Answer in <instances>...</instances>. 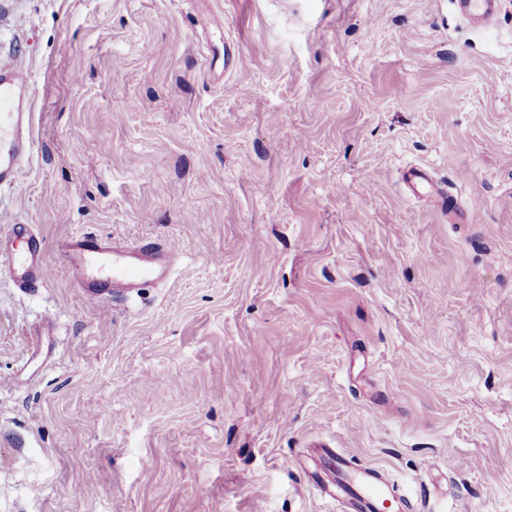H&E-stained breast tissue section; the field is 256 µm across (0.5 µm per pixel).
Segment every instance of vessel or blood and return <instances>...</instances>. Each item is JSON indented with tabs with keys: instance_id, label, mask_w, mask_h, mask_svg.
I'll use <instances>...</instances> for the list:
<instances>
[{
	"instance_id": "obj_1",
	"label": "vessel or blood",
	"mask_w": 512,
	"mask_h": 512,
	"mask_svg": "<svg viewBox=\"0 0 512 512\" xmlns=\"http://www.w3.org/2000/svg\"><path fill=\"white\" fill-rule=\"evenodd\" d=\"M494 6V0H458L461 14L477 25L489 21ZM31 85L32 78L21 63L0 69V185L18 183L34 152ZM11 231L31 239L32 244L19 253L0 245V258L19 287L43 286L49 267L32 225L16 224ZM57 254L77 273L84 293L105 300L113 294L128 295L147 284L167 280L177 248L170 242L155 241L130 247L82 234L61 244ZM327 455L330 466L313 474V490L330 496L345 512H404L405 500L381 469L366 467L353 472L343 454L331 449Z\"/></svg>"
}]
</instances>
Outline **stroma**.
<instances>
[{
    "label": "stroma",
    "instance_id": "obj_1",
    "mask_svg": "<svg viewBox=\"0 0 512 512\" xmlns=\"http://www.w3.org/2000/svg\"><path fill=\"white\" fill-rule=\"evenodd\" d=\"M19 58L0 233L34 225L50 273L0 271V512H337L328 448L409 512H512V0L484 29L452 0H0ZM83 233L179 258L102 304L57 257ZM31 85L20 62L0 70V185L18 183L34 152Z\"/></svg>",
    "mask_w": 512,
    "mask_h": 512
}]
</instances>
